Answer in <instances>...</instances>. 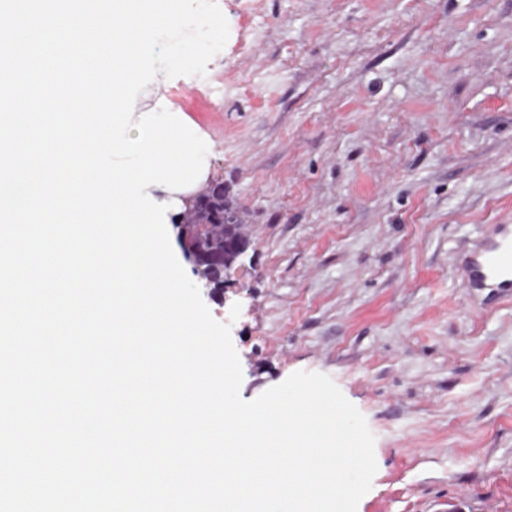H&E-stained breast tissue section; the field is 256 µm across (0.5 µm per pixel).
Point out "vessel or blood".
Segmentation results:
<instances>
[{
    "label": "vessel or blood",
    "mask_w": 512,
    "mask_h": 512,
    "mask_svg": "<svg viewBox=\"0 0 512 512\" xmlns=\"http://www.w3.org/2000/svg\"><path fill=\"white\" fill-rule=\"evenodd\" d=\"M451 265L462 285L488 306L512 299V224L486 225Z\"/></svg>",
    "instance_id": "obj_1"
}]
</instances>
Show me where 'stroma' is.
I'll use <instances>...</instances> for the list:
<instances>
[{
    "mask_svg": "<svg viewBox=\"0 0 512 512\" xmlns=\"http://www.w3.org/2000/svg\"><path fill=\"white\" fill-rule=\"evenodd\" d=\"M218 5L214 64L137 109L189 119L249 226L201 291L242 398L330 376L375 437L357 512H512V302L475 311L450 267L512 222V0Z\"/></svg>",
    "mask_w": 512,
    "mask_h": 512,
    "instance_id": "stroma-1",
    "label": "stroma"
}]
</instances>
